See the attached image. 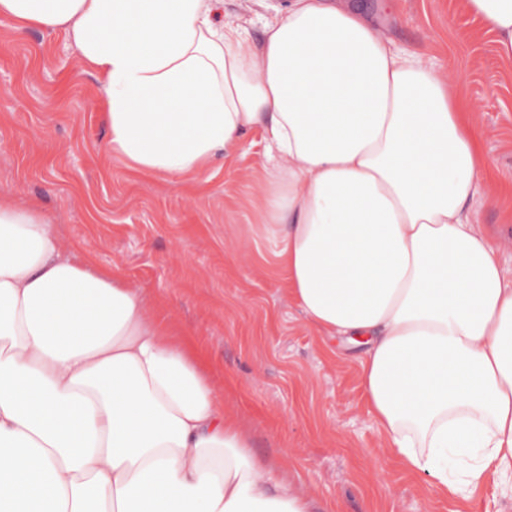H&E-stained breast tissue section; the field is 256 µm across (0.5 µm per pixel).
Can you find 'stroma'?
I'll use <instances>...</instances> for the list:
<instances>
[{"label":"stroma","mask_w":512,"mask_h":512,"mask_svg":"<svg viewBox=\"0 0 512 512\" xmlns=\"http://www.w3.org/2000/svg\"><path fill=\"white\" fill-rule=\"evenodd\" d=\"M289 0H220L249 40ZM369 0L362 11L401 47L452 68L490 164L481 230L512 267V62L461 0ZM99 82L60 32L0 17V193L36 201L64 250L119 272L207 361L225 412L259 459L329 512H512L497 478L444 490L388 448L363 394L358 352L305 321L276 234L249 201L265 173L263 134L200 180L138 173L107 153Z\"/></svg>","instance_id":"stroma-1"}]
</instances>
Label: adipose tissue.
Wrapping results in <instances>:
<instances>
[{
    "mask_svg": "<svg viewBox=\"0 0 512 512\" xmlns=\"http://www.w3.org/2000/svg\"><path fill=\"white\" fill-rule=\"evenodd\" d=\"M217 3L0 0V17L72 40L134 170L197 178L261 129L258 221L309 325L360 347L388 447L427 473L470 455L466 487L512 479V271L474 219L489 162L456 81L352 0H290L248 50ZM462 3L512 61V0ZM0 512H316L171 322L1 195Z\"/></svg>",
    "mask_w": 512,
    "mask_h": 512,
    "instance_id": "1",
    "label": "adipose tissue"
}]
</instances>
